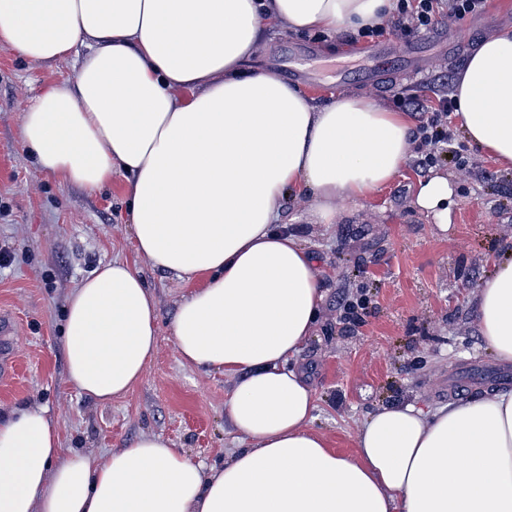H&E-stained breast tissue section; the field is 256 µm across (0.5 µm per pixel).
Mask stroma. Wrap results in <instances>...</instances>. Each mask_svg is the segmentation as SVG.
<instances>
[{"label":"stroma","instance_id":"stroma-1","mask_svg":"<svg viewBox=\"0 0 512 512\" xmlns=\"http://www.w3.org/2000/svg\"><path fill=\"white\" fill-rule=\"evenodd\" d=\"M512 25V0H488L486 12L446 27L447 40L422 39L423 80L394 66L379 86L340 84L337 72L369 65L367 42L347 32L320 37L278 29L265 34L249 69L288 76V47L314 43L319 58L306 64L312 81L299 88L314 105L332 96H366L387 110L422 94V81L457 84L478 42ZM462 51L449 60L448 45ZM72 64L21 58L0 45V316L11 319L15 372L0 381V413L38 404L48 410L62 455H98L124 448L142 434L171 441L189 458L220 465L239 446L224 414L234 379L205 373L180 360L172 323L179 303L202 280L184 282L151 268L134 251L122 219L123 180L91 191L42 172L21 135L22 114L45 87L67 77ZM470 171L445 161L433 168L408 161L387 186L347 208L334 226L321 224L312 201L288 202L287 223L300 225L322 272L323 319L298 357L317 409L314 427L329 448L352 457L358 422L376 406L420 399L437 406L487 388L512 391V368L485 348L471 294L512 249V169L459 137ZM446 172L454 189L451 222L440 231L414 206L415 187L429 170ZM137 265L159 305V343L140 382L107 404L81 397L69 384L62 326L75 286L100 263ZM363 298L360 318H341V305Z\"/></svg>","mask_w":512,"mask_h":512}]
</instances>
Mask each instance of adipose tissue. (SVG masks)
I'll return each mask as SVG.
<instances>
[{"label": "adipose tissue", "instance_id": "adipose-tissue-1", "mask_svg": "<svg viewBox=\"0 0 512 512\" xmlns=\"http://www.w3.org/2000/svg\"><path fill=\"white\" fill-rule=\"evenodd\" d=\"M392 0H0V44L26 59H76L36 96L22 137L38 167L90 190L124 179L136 253L204 278L172 324L181 360L237 376L224 413L244 445L224 465L144 434L99 457L61 456L45 407L0 419V512H512V392L432 407L382 405L357 455L312 429L314 392L290 361L320 322L322 276L283 222L287 201L324 224L393 181L410 157L407 113L364 96L315 108L297 86L245 64L265 31L331 36L386 19ZM467 139L512 165V28L484 39L456 85ZM448 178L415 204L448 223ZM475 323L512 364V258L474 293ZM140 270L115 260L72 291L69 383L94 402L128 395L158 346Z\"/></svg>", "mask_w": 512, "mask_h": 512}]
</instances>
